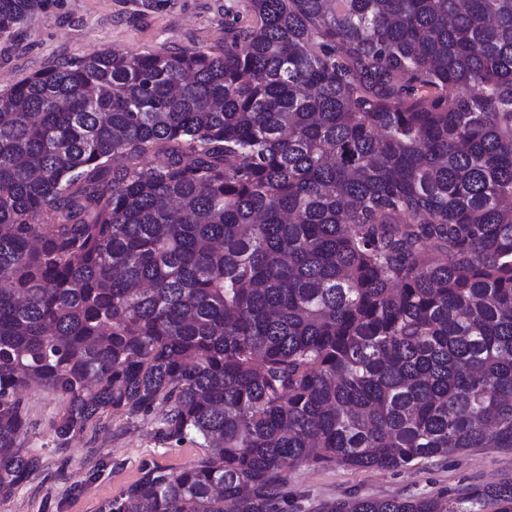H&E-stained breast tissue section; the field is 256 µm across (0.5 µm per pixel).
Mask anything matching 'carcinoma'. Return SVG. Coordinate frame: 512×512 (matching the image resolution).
Masks as SVG:
<instances>
[{
    "label": "carcinoma",
    "mask_w": 512,
    "mask_h": 512,
    "mask_svg": "<svg viewBox=\"0 0 512 512\" xmlns=\"http://www.w3.org/2000/svg\"><path fill=\"white\" fill-rule=\"evenodd\" d=\"M34 385L59 448L157 406L207 447L108 512H289L302 463L512 448V0H244L216 52L0 92L1 499L42 465ZM489 508L512 479L318 512Z\"/></svg>",
    "instance_id": "carcinoma-1"
}]
</instances>
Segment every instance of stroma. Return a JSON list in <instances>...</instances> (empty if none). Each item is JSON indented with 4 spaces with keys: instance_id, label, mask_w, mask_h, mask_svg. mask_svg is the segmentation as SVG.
Instances as JSON below:
<instances>
[{
    "instance_id": "1",
    "label": "stroma",
    "mask_w": 512,
    "mask_h": 512,
    "mask_svg": "<svg viewBox=\"0 0 512 512\" xmlns=\"http://www.w3.org/2000/svg\"><path fill=\"white\" fill-rule=\"evenodd\" d=\"M238 0H44L18 29L0 34V90L36 72L102 50L210 51L224 44V11ZM28 428L23 451L41 457L42 470L7 499L0 512H101L142 474L179 470L206 453L194 442L163 439L161 410L130 417L106 412L65 449L53 423L61 397L34 387L23 395ZM512 478V448H472L412 469L348 470L301 464L288 474L291 512H311L348 493L389 498L452 494L470 484Z\"/></svg>"
}]
</instances>
